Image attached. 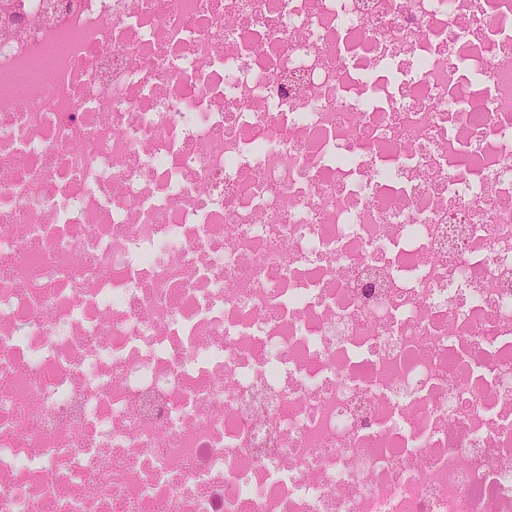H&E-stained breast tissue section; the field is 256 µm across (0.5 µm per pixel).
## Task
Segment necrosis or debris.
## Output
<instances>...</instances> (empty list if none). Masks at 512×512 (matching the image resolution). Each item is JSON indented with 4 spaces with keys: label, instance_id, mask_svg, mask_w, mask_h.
<instances>
[{
    "label": "necrosis or debris",
    "instance_id": "1",
    "mask_svg": "<svg viewBox=\"0 0 512 512\" xmlns=\"http://www.w3.org/2000/svg\"><path fill=\"white\" fill-rule=\"evenodd\" d=\"M47 2L0 0V512H512V0Z\"/></svg>",
    "mask_w": 512,
    "mask_h": 512
}]
</instances>
